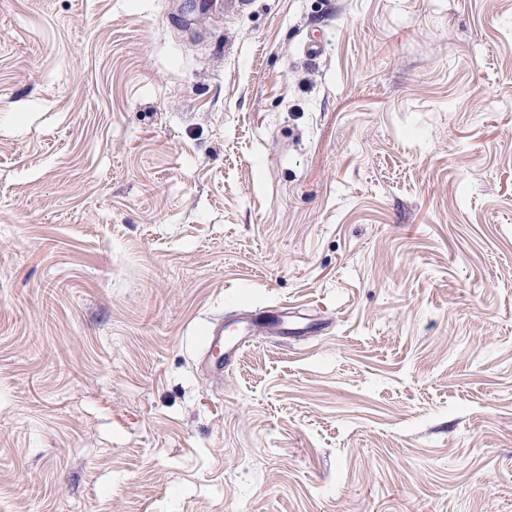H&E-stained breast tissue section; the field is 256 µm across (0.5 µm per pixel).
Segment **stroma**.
<instances>
[{
    "label": "stroma",
    "mask_w": 512,
    "mask_h": 512,
    "mask_svg": "<svg viewBox=\"0 0 512 512\" xmlns=\"http://www.w3.org/2000/svg\"><path fill=\"white\" fill-rule=\"evenodd\" d=\"M0 512H512V0H0ZM224 343L225 352L224 359H228L230 356L237 358L240 350V346L243 344L242 341L235 342L234 337H228L224 339V330H221V327L218 325H212L205 333V345L209 348V351L213 349L215 346H220Z\"/></svg>",
    "instance_id": "1"
}]
</instances>
